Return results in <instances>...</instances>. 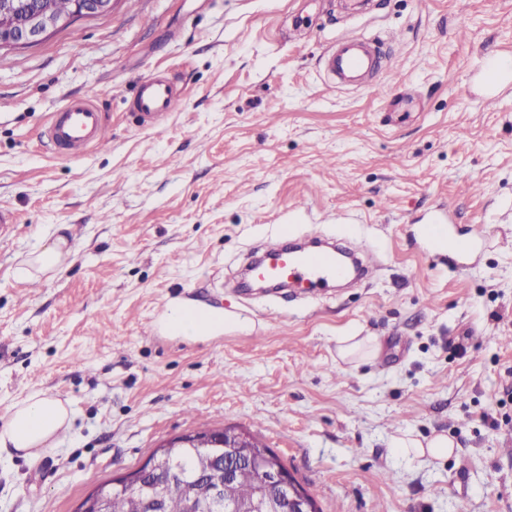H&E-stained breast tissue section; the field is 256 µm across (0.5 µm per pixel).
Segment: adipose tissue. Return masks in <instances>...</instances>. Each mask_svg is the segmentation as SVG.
Returning <instances> with one entry per match:
<instances>
[{
	"label": "adipose tissue",
	"instance_id": "obj_1",
	"mask_svg": "<svg viewBox=\"0 0 512 512\" xmlns=\"http://www.w3.org/2000/svg\"><path fill=\"white\" fill-rule=\"evenodd\" d=\"M66 236L59 235L32 253L17 268L15 275L27 281L53 274L69 255ZM218 316L185 304L176 305L165 319V328L178 336H197L219 326ZM73 410L69 402L36 392L15 403L0 421V447L13 448L34 457L53 447L61 433L71 427Z\"/></svg>",
	"mask_w": 512,
	"mask_h": 512
}]
</instances>
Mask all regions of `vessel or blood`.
Segmentation results:
<instances>
[{
  "mask_svg": "<svg viewBox=\"0 0 512 512\" xmlns=\"http://www.w3.org/2000/svg\"><path fill=\"white\" fill-rule=\"evenodd\" d=\"M377 45V39L363 36L330 45L324 54L328 78L344 86L367 85L378 69ZM182 100L180 90L164 78L152 75L140 81L133 107L141 123L148 124L160 115L176 111ZM108 137L104 115L90 94L67 100L49 126V139L63 156L77 155L103 144ZM423 234L432 244L449 247L462 256L470 254L475 246L471 239L449 236L439 222L426 225ZM266 253L269 262L257 269V276L272 283L287 282L305 293L328 290L344 274L335 252L329 250L300 253L272 244Z\"/></svg>",
  "mask_w": 512,
  "mask_h": 512,
  "instance_id": "obj_1",
  "label": "vessel or blood"
}]
</instances>
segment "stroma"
Instances as JSON below:
<instances>
[{
    "instance_id": "35a3bbf8",
    "label": "stroma",
    "mask_w": 512,
    "mask_h": 512,
    "mask_svg": "<svg viewBox=\"0 0 512 512\" xmlns=\"http://www.w3.org/2000/svg\"><path fill=\"white\" fill-rule=\"evenodd\" d=\"M344 2L117 0L0 54V207L17 216L0 240V417L34 391L75 411L36 457L0 448V512H73L160 442L224 425L322 512H512V80L484 70L512 55V0ZM390 31L375 88L327 78V43ZM152 73L185 102L143 125L130 102ZM88 93L112 142L56 157L51 119ZM436 216L480 244L432 246ZM284 226L369 246L373 277L304 300L239 287ZM61 228L60 272L18 281ZM175 303L223 325L170 335ZM341 336L378 356H341ZM407 433L453 452L406 458Z\"/></svg>"
}]
</instances>
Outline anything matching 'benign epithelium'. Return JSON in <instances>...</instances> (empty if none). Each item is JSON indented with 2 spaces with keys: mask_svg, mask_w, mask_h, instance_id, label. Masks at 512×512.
Returning <instances> with one entry per match:
<instances>
[{
  "mask_svg": "<svg viewBox=\"0 0 512 512\" xmlns=\"http://www.w3.org/2000/svg\"><path fill=\"white\" fill-rule=\"evenodd\" d=\"M114 2L74 0L73 12L69 15L58 13L50 0H35V5L20 9L9 5L0 8V51L37 46L77 20L112 13ZM258 447V440L252 433L231 426L205 433L188 431L156 446L140 468L98 485L80 501L75 512H107L113 488H139L150 478L154 479V493L148 501V512H164L168 483L180 477L177 459L181 448L219 449L220 462L208 475L207 482L211 501L224 507V512H237L232 486L243 466L256 472L260 492L274 503L269 512H316L311 496L280 458L266 451L259 452Z\"/></svg>",
  "mask_w": 512,
  "mask_h": 512,
  "instance_id": "1",
  "label": "benign epithelium"
}]
</instances>
